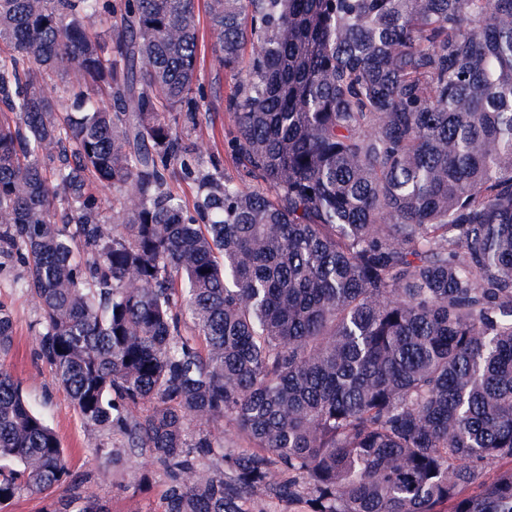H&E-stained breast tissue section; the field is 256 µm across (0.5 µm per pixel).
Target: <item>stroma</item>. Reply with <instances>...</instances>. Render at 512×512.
<instances>
[{
	"instance_id": "35a3bbf8",
	"label": "stroma",
	"mask_w": 512,
	"mask_h": 512,
	"mask_svg": "<svg viewBox=\"0 0 512 512\" xmlns=\"http://www.w3.org/2000/svg\"><path fill=\"white\" fill-rule=\"evenodd\" d=\"M200 44L204 63L199 80L207 94L209 109L199 114L196 127L182 128L181 133L198 144L204 162L217 163L225 177L237 180L241 173L228 156V143L236 127L225 109L231 83L210 64L215 38L205 20L200 23ZM0 301L10 307L14 318V347L4 366L20 382L27 398L47 416L60 438L72 473L83 479L84 490L105 502L109 512H162L165 484L158 465L149 455L123 458L116 465L110 483L96 482L95 435L84 427L65 391L55 384L37 358L39 312L34 302L9 288H0Z\"/></svg>"
}]
</instances>
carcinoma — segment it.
<instances>
[{"instance_id":"1","label":"carcinoma","mask_w":512,"mask_h":512,"mask_svg":"<svg viewBox=\"0 0 512 512\" xmlns=\"http://www.w3.org/2000/svg\"><path fill=\"white\" fill-rule=\"evenodd\" d=\"M204 8L245 182L178 131L198 0H0V288L96 479L147 452L164 512H512V0ZM67 481L45 512H109L0 364V507Z\"/></svg>"}]
</instances>
